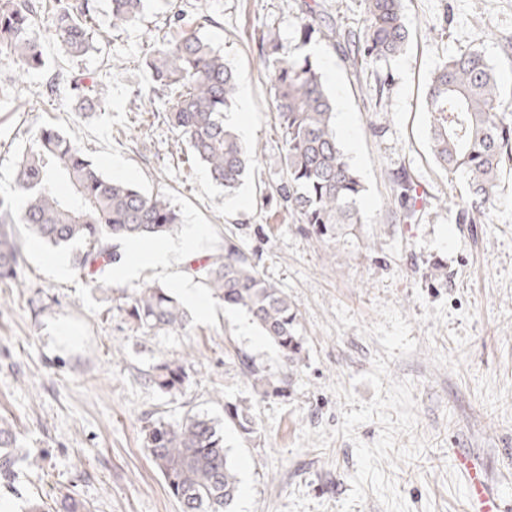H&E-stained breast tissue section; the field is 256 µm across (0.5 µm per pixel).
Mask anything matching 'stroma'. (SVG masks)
I'll list each match as a JSON object with an SVG mask.
<instances>
[{
	"label": "stroma",
	"mask_w": 512,
	"mask_h": 512,
	"mask_svg": "<svg viewBox=\"0 0 512 512\" xmlns=\"http://www.w3.org/2000/svg\"><path fill=\"white\" fill-rule=\"evenodd\" d=\"M410 40L397 58L353 66L341 49L306 48L330 64L327 85L348 112L341 143L365 187L362 223L321 241L286 210L282 137L256 38L274 26L293 48L307 8L357 33L362 0H148L140 23L113 28L98 0L90 50L67 61L60 43L35 28L44 65L20 75L23 94L0 90V195L32 135L50 126L78 136L109 177L168 195L185 227H201L193 253L168 271L121 277L116 264L94 288L75 249L53 248L19 230L21 288L0 282V420L34 465L0 486V512L26 499L75 495L92 512H179L142 446L141 429L186 412L220 419L225 402L251 398L255 438L231 429L224 444L240 479L235 512H467L454 457L476 464L495 491L512 497V174L503 178L488 223L459 224L443 199L460 195L428 147L423 91L449 56L483 49L512 90V0H403ZM201 35L251 94L250 143L258 158L237 193L225 195L194 162L175 130L143 111L144 59L159 37L176 38L198 14ZM68 66L87 76L111 70L105 99L80 103L70 86L48 91ZM417 189L416 213L397 208L399 180ZM233 232L257 253L261 271L300 315L306 352L295 367L249 318L209 300L189 308L178 331L142 332L126 297L156 284L177 291L189 265L224 247ZM279 376L284 395L253 393L237 352ZM162 360L185 361L183 391L163 394L146 377Z\"/></svg>",
	"instance_id": "1"
}]
</instances>
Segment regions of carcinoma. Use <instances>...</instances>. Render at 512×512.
<instances>
[{
    "label": "carcinoma",
    "instance_id": "carcinoma-1",
    "mask_svg": "<svg viewBox=\"0 0 512 512\" xmlns=\"http://www.w3.org/2000/svg\"><path fill=\"white\" fill-rule=\"evenodd\" d=\"M95 0H0V56H11L18 70L39 69L44 61L34 34L42 14L51 17L49 34L70 58L91 48ZM146 0H109L112 27L137 22ZM365 23L355 40L353 63L388 60L402 53L408 38L401 0H363ZM332 43L345 34L315 12L296 31L299 47L315 35ZM259 58L269 73L275 119L285 142L280 194L288 209L316 237L328 241L336 231L361 223L358 202L364 186L351 166L336 131V106L324 74L308 54L282 53L272 30L257 38ZM154 86L167 103L164 119L186 138L189 154L203 165L224 193L243 184L258 148L244 142L224 121L238 95L235 71L213 46L186 28L173 42L158 41L145 59ZM68 83L77 96L101 98L103 87L82 74L61 71L53 88ZM430 113V150L437 166L462 177L467 197L454 203L456 223L484 224L488 206L498 197L500 179L512 171V99L502 90L495 68L477 50L453 55L434 71L425 88ZM69 192L56 191L60 183ZM15 192L25 199L21 212L0 197V279H18L20 246L14 226L25 224L52 246L79 243L76 267L96 274L117 260L113 241L155 239L174 233L183 223L180 208L160 193L105 176L88 158L77 136L43 127L19 161ZM211 296L227 309L245 313L289 365L305 351L298 312L288 296L267 280L252 254L232 236L224 249L190 267ZM125 312L148 331L182 330L187 311L168 289L145 286L126 302ZM243 377L263 395L283 391L285 380L257 365L249 355L236 354ZM188 375L176 361L152 367L148 382L163 394L184 389ZM246 439L257 430L256 416L246 398L224 402V425L204 414H188L171 424L156 418L143 427V444L180 512H235L239 480L224 447V429ZM16 436L0 425V480L9 487L27 458L12 452Z\"/></svg>",
    "mask_w": 512,
    "mask_h": 512
}]
</instances>
